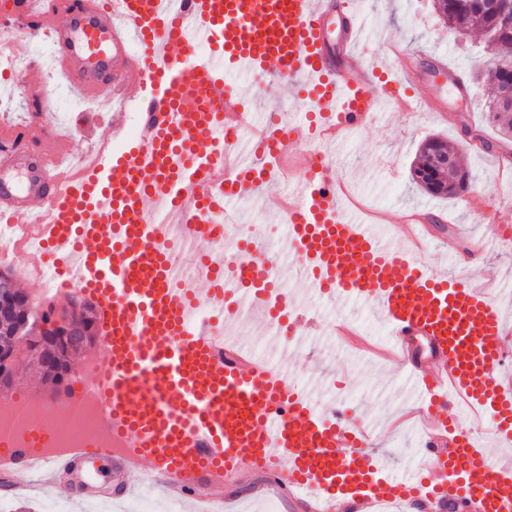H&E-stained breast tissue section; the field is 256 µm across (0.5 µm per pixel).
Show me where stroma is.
<instances>
[{"mask_svg": "<svg viewBox=\"0 0 512 512\" xmlns=\"http://www.w3.org/2000/svg\"><path fill=\"white\" fill-rule=\"evenodd\" d=\"M365 20V45L370 57H381L383 37L389 36L405 48L418 51L416 61L418 81L413 87L420 95L436 94L443 98L454 122L442 121L440 116L417 112L402 116L384 110L379 120L336 147V163L346 181L388 223H397L404 212L411 209L438 211L457 223L460 231L475 230L486 240L487 247L480 263L489 277L510 283V291L499 294L498 301L512 316V250L494 245L498 227L494 224H473L470 202L504 207L503 220L512 226V184L499 176V166L511 160L501 147L493 151H477L466 146L462 118L472 117L475 127L482 129L486 139L494 141L497 132L487 112L473 111V104L484 103L489 89L475 82L474 76L484 60V42L477 33L463 35L447 29L438 19L435 0H353ZM445 57L449 66L465 71L471 83L470 99H462L453 90L448 79L434 75L427 63L432 56ZM80 102L59 91H47L45 98L29 94L18 96L12 111L0 116L4 122L16 121L20 115L45 110L64 121L79 112ZM439 135L459 148L462 163L474 175L471 188L463 196L448 199H430L409 181V170L426 137ZM290 301L312 311L317 325L306 337L305 343L287 345L283 338L271 335L264 318L249 312L246 320L238 324L236 336L266 358L287 364L290 376L315 394H332L348 398V407L363 422L376 431L374 452L385 458L393 473L411 470L419 454L420 435L413 426H405L393 433L388 422L405 412L414 400L407 375L387 363L358 351L342 339L332 336L328 329V316L319 297L305 283L287 280ZM341 316L352 320L363 336L373 343L386 345L390 337L382 325L380 312L370 305L349 300L336 303ZM265 482L263 472L242 475L235 485L225 486L224 497L229 512L235 507L246 512H297L290 498H259L257 492ZM67 489L59 484L44 483L33 492L17 497L6 491L0 480V500L13 504V512H42L45 504L54 503L64 512H85L83 505L67 497Z\"/></svg>", "mask_w": 512, "mask_h": 512, "instance_id": "1", "label": "stroma"}]
</instances>
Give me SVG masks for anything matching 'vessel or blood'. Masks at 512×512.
<instances>
[{
  "instance_id": "vessel-or-blood-1",
  "label": "vessel or blood",
  "mask_w": 512,
  "mask_h": 512,
  "mask_svg": "<svg viewBox=\"0 0 512 512\" xmlns=\"http://www.w3.org/2000/svg\"><path fill=\"white\" fill-rule=\"evenodd\" d=\"M24 40L0 36V57L21 42L47 44L59 84L110 124L83 150L57 134L49 114L0 125V223L17 237L0 263L25 283L98 304L97 371L74 399L99 404L104 437L120 451L43 453L51 428L32 421L24 438L0 441V477L71 474L111 459L123 496L144 476L194 512H224V487L265 467L264 491L287 493L311 512H375L381 500H427L435 512H512V464L484 440L512 444V380L505 378L512 320L494 282L467 265L445 272L394 240L430 235L421 213L377 231L346 218L336 160L325 144L372 125L383 103L434 112L426 96L391 98L377 67L355 49L363 21L350 0H44ZM208 55H201V47ZM275 66L289 89L307 88L316 118L306 135L278 106L253 116L224 74ZM136 105L137 134L126 135ZM91 112L78 113L74 126ZM240 133L225 141L224 133ZM126 138L123 152L112 140ZM41 145L33 162L23 146ZM288 184L281 213L297 281L380 310L396 361L416 391L423 468L398 477L374 456L371 427L327 414L271 362L215 327L254 306L268 324L305 335L304 309L268 307L279 266L237 257L238 276L213 277L218 232L232 226L224 201ZM189 242L190 287H177L180 255L159 249L171 220ZM209 305L215 317L200 320ZM287 456L288 468L279 465Z\"/></svg>"
}]
</instances>
